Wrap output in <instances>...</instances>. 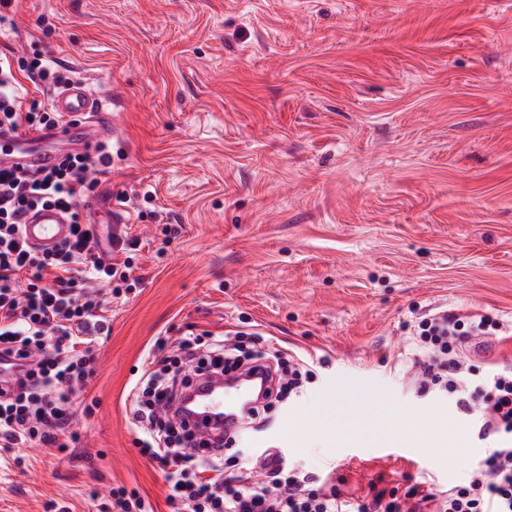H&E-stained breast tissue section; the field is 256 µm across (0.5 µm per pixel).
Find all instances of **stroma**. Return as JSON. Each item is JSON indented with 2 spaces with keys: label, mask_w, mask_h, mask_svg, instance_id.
<instances>
[{
  "label": "stroma",
  "mask_w": 512,
  "mask_h": 512,
  "mask_svg": "<svg viewBox=\"0 0 512 512\" xmlns=\"http://www.w3.org/2000/svg\"><path fill=\"white\" fill-rule=\"evenodd\" d=\"M0 53L46 56L110 99L95 191L136 244L135 283L97 286L111 332L74 398L77 440L19 464L0 452V512H100L118 485L169 512L128 388L157 337L244 321L324 362L286 403L290 463L354 497L465 476L484 447L416 392L405 325L512 327V0H11ZM331 385L339 431L322 419ZM390 417L425 461L379 454Z\"/></svg>",
  "instance_id": "35a3bbf8"
}]
</instances>
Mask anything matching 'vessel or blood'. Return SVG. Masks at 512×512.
Returning a JSON list of instances; mask_svg holds the SVG:
<instances>
[{"label": "vessel or blood", "instance_id": "1", "mask_svg": "<svg viewBox=\"0 0 512 512\" xmlns=\"http://www.w3.org/2000/svg\"><path fill=\"white\" fill-rule=\"evenodd\" d=\"M53 103L59 123L28 132L0 130V169L34 172L53 165L55 157L49 147L66 136L79 140L86 153L96 152L107 134V112L100 98L84 82L74 80L59 86ZM22 232L28 245L42 253L70 237L71 221L53 207L33 210L27 214ZM265 380L260 369L226 384L213 385L205 377L194 379L196 406L186 420L188 428L204 439L236 432L240 414L253 406L258 385Z\"/></svg>", "mask_w": 512, "mask_h": 512}]
</instances>
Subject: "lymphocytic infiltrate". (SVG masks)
Masks as SVG:
<instances>
[{"mask_svg":"<svg viewBox=\"0 0 512 512\" xmlns=\"http://www.w3.org/2000/svg\"><path fill=\"white\" fill-rule=\"evenodd\" d=\"M58 113L23 106L19 81L8 57L0 56V128L36 129L55 123ZM112 168V151L68 153L36 173L0 169V358L15 360V376L0 385V448L33 445L66 452L63 438L73 430L71 398L93 375V350L85 336L109 334L101 301L70 277L81 266L89 278L114 287L133 274L131 260L104 258L91 242L78 212L92 191L90 172ZM44 205L69 214L72 236L55 250L34 252L22 235L26 213ZM503 325L491 315L433 314L414 327L423 358L415 359L413 383L421 394L447 398L468 423L484 453L463 482L436 492L410 487L403 496L376 491L356 501L280 456L261 473L238 466L224 441H216L203 463L191 450L197 442L170 408L192 377L228 373L256 361L288 372L277 391L290 397L299 388L302 364L288 353L269 352L260 332H241L237 343L224 337L201 342L186 335L161 336L146 354V367L133 386L129 409L141 455L164 472L170 512H512V368L478 371L467 352L480 338L499 335Z\"/></svg>","mask_w":512,"mask_h":512,"instance_id":"obj_1","label":"lymphocytic infiltrate"}]
</instances>
